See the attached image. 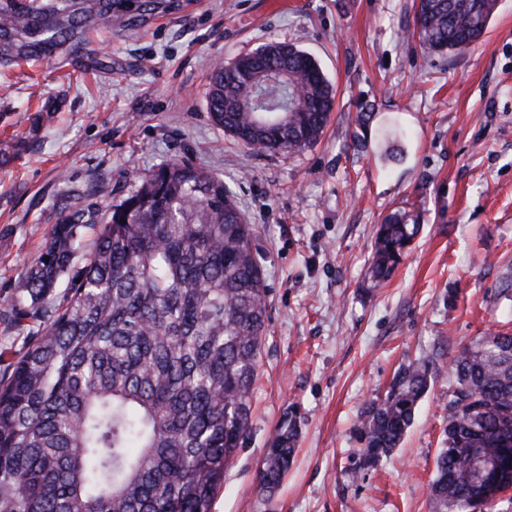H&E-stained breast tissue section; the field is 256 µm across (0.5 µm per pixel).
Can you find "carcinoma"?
<instances>
[{"mask_svg":"<svg viewBox=\"0 0 512 512\" xmlns=\"http://www.w3.org/2000/svg\"><path fill=\"white\" fill-rule=\"evenodd\" d=\"M195 0H0V67L71 58L102 65L92 34L137 32ZM498 0H418L412 38L426 57L460 54ZM213 122L258 152L314 145L335 106L319 63L268 43L219 65ZM399 209L379 226L369 280L385 282L418 233ZM97 227L64 303L49 306L82 230ZM247 223L224 180L187 161L150 172L102 218L60 208L27 269V297L5 311L29 333L0 377V512H211L224 470L250 434V394L265 330V285ZM49 261H44V257ZM440 368L415 359L357 420L358 467L400 447ZM448 426L431 483L433 512H470L512 489V333L450 360ZM296 417L276 428L258 468L263 492L288 475Z\"/></svg>","mask_w":512,"mask_h":512,"instance_id":"obj_1","label":"carcinoma"}]
</instances>
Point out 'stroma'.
Returning a JSON list of instances; mask_svg holds the SVG:
<instances>
[{
    "label": "stroma",
    "instance_id": "obj_1",
    "mask_svg": "<svg viewBox=\"0 0 512 512\" xmlns=\"http://www.w3.org/2000/svg\"><path fill=\"white\" fill-rule=\"evenodd\" d=\"M414 0H197L184 17L132 35L102 29V68L78 61L0 70V349L28 328L6 316L62 205L90 212L183 160L229 184L264 270L267 322L251 432L212 512H431L448 421L447 374L422 399L402 445L355 472L356 420L404 363L440 367L512 321V0L465 52L423 58L405 35ZM311 53L336 101L319 141L257 153L210 119L217 62L270 42ZM57 113L43 119L40 101ZM375 105L365 140L355 118ZM416 207L418 235L371 289L379 224ZM291 470L274 493L257 469L289 410Z\"/></svg>",
    "mask_w": 512,
    "mask_h": 512
}]
</instances>
